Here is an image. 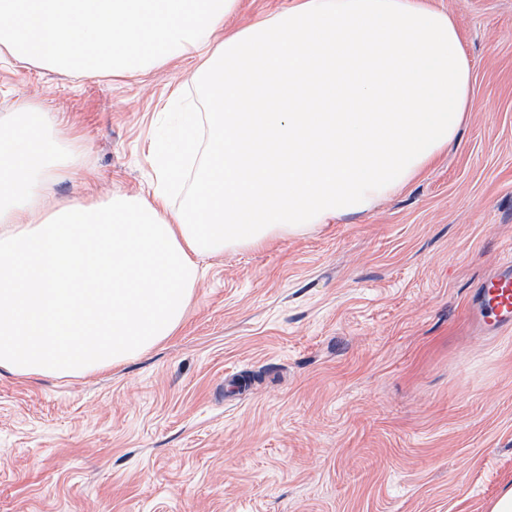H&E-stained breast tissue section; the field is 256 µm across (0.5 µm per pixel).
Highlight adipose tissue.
<instances>
[{"label": "adipose tissue", "mask_w": 512, "mask_h": 512, "mask_svg": "<svg viewBox=\"0 0 512 512\" xmlns=\"http://www.w3.org/2000/svg\"><path fill=\"white\" fill-rule=\"evenodd\" d=\"M238 6L0 0L1 54L86 76L191 54L205 106L152 143L151 195L50 210L81 143L30 101L0 114V369L83 377L139 358L183 323L201 258L370 210L473 109L457 25L425 0H294L223 35Z\"/></svg>", "instance_id": "obj_1"}]
</instances>
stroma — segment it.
Returning a JSON list of instances; mask_svg holds the SVG:
<instances>
[{
  "label": "stroma",
  "instance_id": "stroma-1",
  "mask_svg": "<svg viewBox=\"0 0 512 512\" xmlns=\"http://www.w3.org/2000/svg\"><path fill=\"white\" fill-rule=\"evenodd\" d=\"M473 64L455 143L364 214L201 262L175 336L80 378L0 370V512H490L512 486V327L476 290L512 255V0H428ZM185 57L130 78L0 55L86 174L49 199L150 194Z\"/></svg>",
  "mask_w": 512,
  "mask_h": 512
}]
</instances>
